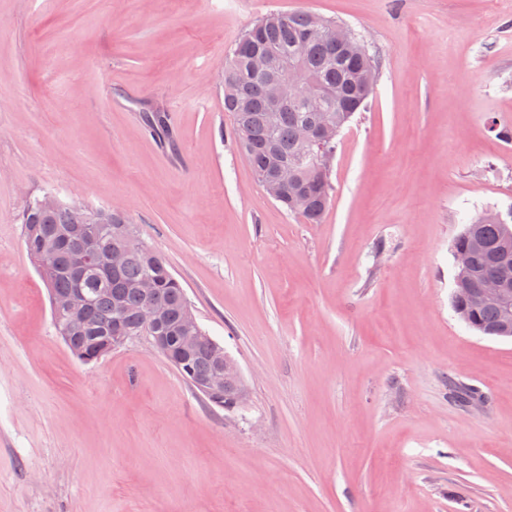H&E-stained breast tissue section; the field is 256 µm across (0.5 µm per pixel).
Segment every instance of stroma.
<instances>
[{
    "label": "stroma",
    "instance_id": "35a3bbf8",
    "mask_svg": "<svg viewBox=\"0 0 512 512\" xmlns=\"http://www.w3.org/2000/svg\"><path fill=\"white\" fill-rule=\"evenodd\" d=\"M302 10L379 62L319 224L255 179L216 80L247 28ZM509 128L512 0H0V512H512V340L456 313L452 249L512 212ZM47 192L121 208L243 409L144 336L71 355L20 222Z\"/></svg>",
    "mask_w": 512,
    "mask_h": 512
}]
</instances>
